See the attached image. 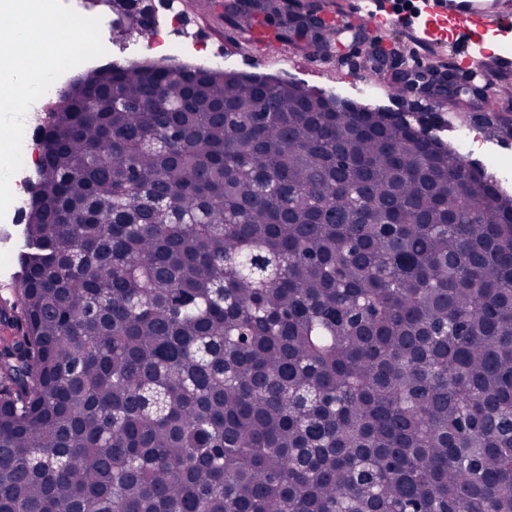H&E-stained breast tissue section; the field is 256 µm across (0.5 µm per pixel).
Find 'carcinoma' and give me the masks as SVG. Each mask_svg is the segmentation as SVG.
Masks as SVG:
<instances>
[{
	"label": "carcinoma",
	"mask_w": 512,
	"mask_h": 512,
	"mask_svg": "<svg viewBox=\"0 0 512 512\" xmlns=\"http://www.w3.org/2000/svg\"><path fill=\"white\" fill-rule=\"evenodd\" d=\"M224 9L314 42L288 0ZM334 103L134 62L60 95L0 306V512H512V196Z\"/></svg>",
	"instance_id": "obj_1"
}]
</instances>
